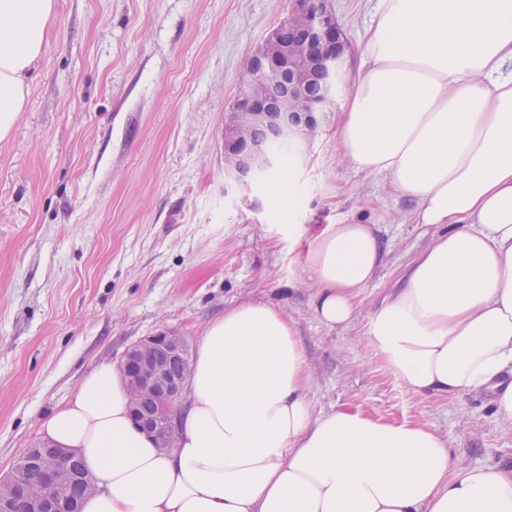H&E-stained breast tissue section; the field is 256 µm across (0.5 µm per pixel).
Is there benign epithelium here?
I'll return each mask as SVG.
<instances>
[{"instance_id": "7a95c632", "label": "benign epithelium", "mask_w": 512, "mask_h": 512, "mask_svg": "<svg viewBox=\"0 0 512 512\" xmlns=\"http://www.w3.org/2000/svg\"><path fill=\"white\" fill-rule=\"evenodd\" d=\"M346 49L330 0L296 5L247 60L243 91L224 123L225 177L255 179L272 168L274 157L255 141L258 132L269 140L300 146L326 123ZM312 82L322 85V93L315 97L306 93ZM271 85L279 88L274 99L268 95ZM174 361L182 365L177 374L169 371ZM189 364L186 339L174 331H162L130 346L119 365L135 398V423L154 435L163 448L174 443L175 416ZM141 394L153 400V410L141 409ZM74 457L73 452L48 441L33 442L11 472L0 477V512H14L17 502L27 503L26 512H74L60 492L72 485L92 487L72 465ZM31 473L36 474L40 488L37 496L31 495Z\"/></svg>"}]
</instances>
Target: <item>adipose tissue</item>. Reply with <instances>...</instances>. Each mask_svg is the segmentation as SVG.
Here are the masks:
<instances>
[{
	"label": "adipose tissue",
	"instance_id": "obj_1",
	"mask_svg": "<svg viewBox=\"0 0 512 512\" xmlns=\"http://www.w3.org/2000/svg\"><path fill=\"white\" fill-rule=\"evenodd\" d=\"M56 9L0 0V141ZM336 145L444 228L373 311L370 345L412 395L486 393L512 428V0H377ZM283 230L306 246L315 317L348 326L382 261L373 225ZM311 383L294 322L244 302L203 330L173 447L135 424L110 364L40 433L95 478L81 512H512V467L458 468L420 422L315 414Z\"/></svg>",
	"mask_w": 512,
	"mask_h": 512
}]
</instances>
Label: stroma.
<instances>
[{"label":"stroma","mask_w":512,"mask_h":512,"mask_svg":"<svg viewBox=\"0 0 512 512\" xmlns=\"http://www.w3.org/2000/svg\"><path fill=\"white\" fill-rule=\"evenodd\" d=\"M376 0H333L347 52L336 105L360 70ZM294 0H57L30 99L0 142V475L83 377L171 330L197 349L225 308L264 301L294 319L315 412L342 405L445 435L459 467L512 463L489 397L418 398L365 339L368 317L436 225L381 174L353 169L332 114L289 161L298 224L378 225L382 264L347 327L310 309L304 246H289L267 181L224 179V122L246 59Z\"/></svg>","instance_id":"obj_1"}]
</instances>
